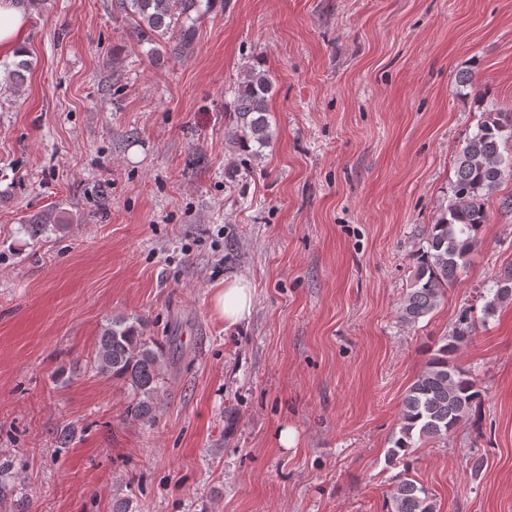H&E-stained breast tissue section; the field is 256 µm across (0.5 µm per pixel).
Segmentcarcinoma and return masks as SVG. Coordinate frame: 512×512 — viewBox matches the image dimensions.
Segmentation results:
<instances>
[{"label":"carcinoma","instance_id":"obj_1","mask_svg":"<svg viewBox=\"0 0 512 512\" xmlns=\"http://www.w3.org/2000/svg\"><path fill=\"white\" fill-rule=\"evenodd\" d=\"M212 0H112V9L131 25L137 37L153 45L151 53L182 55L192 46L198 23ZM29 62L20 60L5 69L0 94L23 93ZM273 81L264 71L251 70L237 89L233 127L228 141L251 157L262 156L276 132L269 120L268 99ZM512 141V111L494 108L484 112L476 132L463 141L457 153L452 197L441 209L426 236V246L416 255L413 279L400 301L401 320L416 324L440 303L448 286L471 261L483 228L488 223L486 197L503 177L512 175V152L502 148ZM493 296L482 316L464 310L452 334L441 339L424 369L406 389L401 401L399 437L388 451V462L404 466L394 486L391 512H434L427 488L410 475L407 456L417 440L448 438L481 400L476 378L454 362L458 349L495 315L499 306L512 302V268L493 281ZM144 323L114 318L102 329L92 368L121 381L130 401L125 417L150 422L160 401L163 349L156 339L142 333Z\"/></svg>","mask_w":512,"mask_h":512}]
</instances>
